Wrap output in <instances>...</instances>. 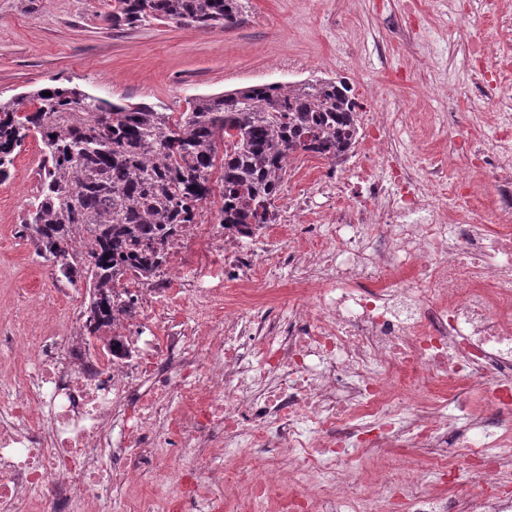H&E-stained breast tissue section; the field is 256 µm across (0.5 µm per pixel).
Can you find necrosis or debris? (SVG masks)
Here are the masks:
<instances>
[{"label": "necrosis or debris", "mask_w": 512, "mask_h": 512, "mask_svg": "<svg viewBox=\"0 0 512 512\" xmlns=\"http://www.w3.org/2000/svg\"><path fill=\"white\" fill-rule=\"evenodd\" d=\"M473 156L502 171L495 210L512 217V157L475 144ZM348 172L337 166L314 193L287 196L282 218L327 198L337 245L281 256L302 268L304 298L270 322L251 298L216 320L215 298L134 281L113 302L126 311L118 335L93 341L60 330L20 336L0 330V363L14 391L0 402V512H73L75 497L96 500L138 486L156 454L267 447L275 427L308 480L281 498V512H325L361 499L363 512H512L501 453L512 432V230L490 233L486 215L449 222L432 194L408 196L376 175L363 205H345ZM415 262L412 279L394 278ZM194 318L171 325L179 303ZM323 313L307 323L310 308ZM225 335H215L216 325ZM484 402L467 407L470 389ZM432 448L430 469L391 462L382 492L341 481L354 456L400 445ZM480 459L475 497L447 501L424 493L429 470L459 484L458 458ZM264 457L237 466L208 463L183 471L165 512H225L223 488L279 496L263 479ZM38 500H31L32 490Z\"/></svg>", "instance_id": "1"}]
</instances>
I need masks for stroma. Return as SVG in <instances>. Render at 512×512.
Returning a JSON list of instances; mask_svg holds the SVG:
<instances>
[{"mask_svg":"<svg viewBox=\"0 0 512 512\" xmlns=\"http://www.w3.org/2000/svg\"><path fill=\"white\" fill-rule=\"evenodd\" d=\"M112 0H0V97L64 85L118 103L187 111L193 98L255 84L312 79L345 81L365 106L385 114L381 130L361 128L351 202L377 155L384 175L437 169L448 181L466 177L470 211L493 207L498 177L462 153L469 137L497 142L493 88L512 77V0H241L236 27L200 30L148 20L113 26ZM27 138L11 174L0 182V326L54 332L69 301L32 305L56 287L51 263L22 236L42 159ZM332 241L330 225L299 215L238 242L261 255L253 287L269 291L272 310L287 315L302 271L278 263L288 245L315 251Z\"/></svg>","mask_w":512,"mask_h":512,"instance_id":"35a3bbf8","label":"stroma"}]
</instances>
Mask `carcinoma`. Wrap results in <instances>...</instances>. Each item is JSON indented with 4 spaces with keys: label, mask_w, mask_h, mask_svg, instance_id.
<instances>
[{
    "label": "carcinoma",
    "mask_w": 512,
    "mask_h": 512,
    "mask_svg": "<svg viewBox=\"0 0 512 512\" xmlns=\"http://www.w3.org/2000/svg\"><path fill=\"white\" fill-rule=\"evenodd\" d=\"M240 0H112V25L148 19L195 28L239 23ZM0 100V180L33 135L42 145L23 224L38 253L86 286L85 332L112 328V293L162 275L171 249L219 188L224 234L251 238L276 218L291 154L334 161L351 150L361 105L343 81L264 84L199 96L177 118L75 87Z\"/></svg>",
    "instance_id": "obj_1"
}]
</instances>
